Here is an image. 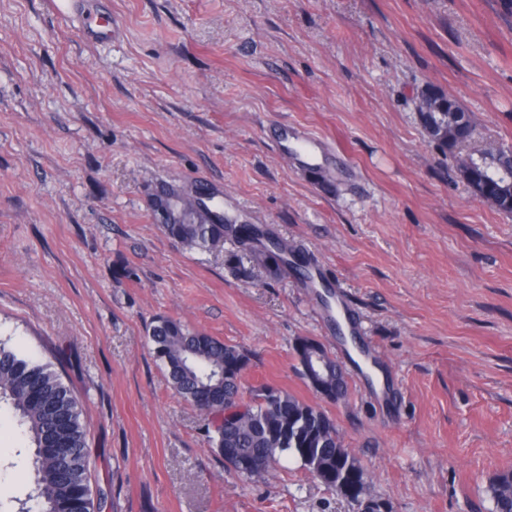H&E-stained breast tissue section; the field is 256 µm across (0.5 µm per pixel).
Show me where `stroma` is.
<instances>
[{
  "instance_id": "stroma-1",
  "label": "stroma",
  "mask_w": 512,
  "mask_h": 512,
  "mask_svg": "<svg viewBox=\"0 0 512 512\" xmlns=\"http://www.w3.org/2000/svg\"><path fill=\"white\" fill-rule=\"evenodd\" d=\"M94 3L116 40L86 43L54 0H0V342L76 397L95 512H359L291 458L262 480L225 469L155 357L160 317L243 348V389L322 410L389 512H493L488 481L512 469V214L472 194L417 106L433 88L478 144L512 148V0ZM164 185L215 195L340 284L388 398L352 373L345 399L316 393L297 338L345 359L318 293L292 267L235 276L237 240L168 237ZM30 456L0 410V501L26 498Z\"/></svg>"
}]
</instances>
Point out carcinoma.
I'll return each instance as SVG.
<instances>
[{
  "instance_id": "cac0c4a2",
  "label": "carcinoma",
  "mask_w": 512,
  "mask_h": 512,
  "mask_svg": "<svg viewBox=\"0 0 512 512\" xmlns=\"http://www.w3.org/2000/svg\"><path fill=\"white\" fill-rule=\"evenodd\" d=\"M438 108L424 113L421 127L430 141L453 154L458 135L450 111L460 107L443 96ZM486 158L490 165L480 168L484 176L512 167L509 152L503 149L487 151ZM159 218L164 233L189 249L211 250L229 235L240 239L250 267L234 253L226 256L225 263L243 277L255 268L275 277L288 266V244L276 243L277 252L272 253L244 236L245 226L235 219L212 223L191 196H182L178 210L161 212ZM150 339L171 387L206 416L215 452L226 462L248 461L247 468H235L234 473L249 479L261 477L287 455L299 460L327 488L346 497L365 495L362 464L345 448L336 425L322 411L270 383L252 387L247 399L241 396V377L250 361L244 350L168 318L156 321ZM328 369L324 398L342 400L348 391L345 373L333 359ZM2 407L13 415L33 448L31 490L17 512H92L86 430L76 398L46 365L25 359L0 343ZM59 448L69 449L68 454H59ZM487 492L494 512H512V469L495 474Z\"/></svg>"
}]
</instances>
